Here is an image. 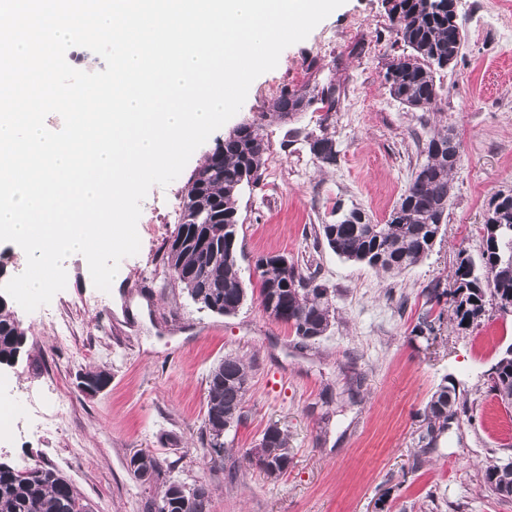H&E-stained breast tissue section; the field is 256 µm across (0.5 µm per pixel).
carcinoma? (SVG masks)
I'll return each mask as SVG.
<instances>
[{"mask_svg": "<svg viewBox=\"0 0 512 512\" xmlns=\"http://www.w3.org/2000/svg\"><path fill=\"white\" fill-rule=\"evenodd\" d=\"M445 0H383L396 41L406 51L393 58L385 74L389 94L410 108L428 111L436 103L433 73L453 64L460 53L463 29L448 13ZM328 101L336 111L339 89L333 83L284 88L270 104L280 117L302 111L314 99ZM313 156L322 165L337 161L336 140L322 134L313 139ZM267 142L262 125L243 123L224 137V142L205 156L188 179L181 200L180 221L165 244V263L175 280L200 310L218 315L236 313L247 297L237 252L240 228L238 200L243 185L260 181L266 164ZM448 132L426 139V160L419 165L399 203L383 224H374L360 210H349L331 224L319 225V236L329 249L348 261L397 275L419 263L432 251L438 231L448 221V200L453 189L451 175L457 165L451 160ZM480 264L464 257L455 273L453 292L435 283L427 289V303L438 304L449 295L458 325L472 323L484 312L487 299L512 304V193L494 196L484 224ZM260 303L273 299L278 321L289 325L302 340H316L329 331L335 320V289L318 276L279 256L257 259ZM38 368L27 349V335L7 300L0 301V366L21 362ZM250 367L239 357L227 355L210 371L207 411L202 428L210 448L208 463L224 464L225 434L246 417ZM489 393L512 407V345L499 355L489 375ZM466 391L456 384H442L424 411L426 425L418 442L425 451L435 445L449 421L467 409ZM249 461L268 476L288 470L291 458L288 435L271 426L262 435ZM138 480L156 483L171 471L170 461L150 451L130 457ZM512 461L485 468L484 484L489 492L512 499L503 477ZM212 490L200 482L187 488L168 480L153 504L154 512H211ZM0 512H89L76 488L63 475L41 464L15 467L0 461Z\"/></svg>", "mask_w": 512, "mask_h": 512, "instance_id": "cac0c4a2", "label": "carcinoma"}]
</instances>
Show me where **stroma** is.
<instances>
[{
  "label": "stroma",
  "mask_w": 512,
  "mask_h": 512,
  "mask_svg": "<svg viewBox=\"0 0 512 512\" xmlns=\"http://www.w3.org/2000/svg\"><path fill=\"white\" fill-rule=\"evenodd\" d=\"M465 30L457 62L435 75L432 111L392 98L384 75L401 53L383 0H346L251 84L240 111L192 154L167 187L141 204V247L110 291L93 285L83 255L64 264L67 284L34 312L15 308L41 361L0 368L20 392L18 413L0 420V459L58 470L93 512H147L160 487L127 468L138 451L174 460L171 479L213 489L211 512H512L486 490L488 462L512 456V407L487 393L489 373L512 344V312L487 305L458 325L450 299L427 307L424 288H451L461 256L479 259L495 194L512 190V0H456ZM331 81L336 112L270 113L281 89ZM262 118L268 144L258 185L238 201L241 273L258 288V257L285 255L335 288L336 320L315 341L270 318L258 297L236 314L197 309L164 263L178 220L171 210L195 169L239 124ZM452 130L462 160L452 175L448 222L429 256L392 276L344 260L315 238L335 204L384 223L425 159L428 134ZM333 135L332 166L309 153L308 134ZM433 333L416 329L422 313ZM250 365L247 420L226 441L235 478L205 462L201 438L207 377L224 356ZM110 375L80 388L91 370ZM470 397L420 466H413L427 402L444 378ZM288 435L284 475L266 476L246 456L268 426Z\"/></svg>",
  "instance_id": "1"
}]
</instances>
